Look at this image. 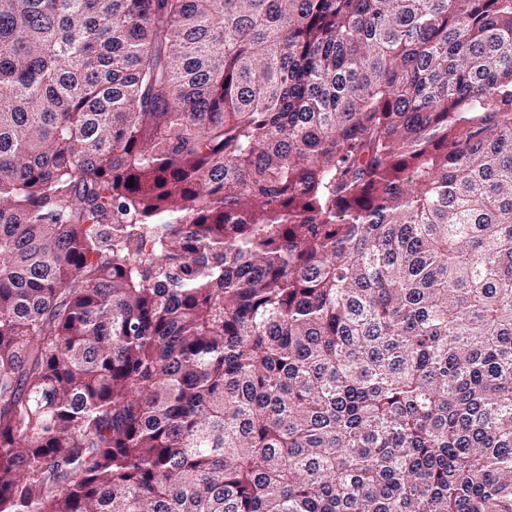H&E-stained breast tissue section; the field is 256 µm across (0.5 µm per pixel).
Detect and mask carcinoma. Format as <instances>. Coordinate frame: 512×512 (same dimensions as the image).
<instances>
[{
    "instance_id": "1",
    "label": "carcinoma",
    "mask_w": 512,
    "mask_h": 512,
    "mask_svg": "<svg viewBox=\"0 0 512 512\" xmlns=\"http://www.w3.org/2000/svg\"><path fill=\"white\" fill-rule=\"evenodd\" d=\"M0 512H512V0H0Z\"/></svg>"
}]
</instances>
